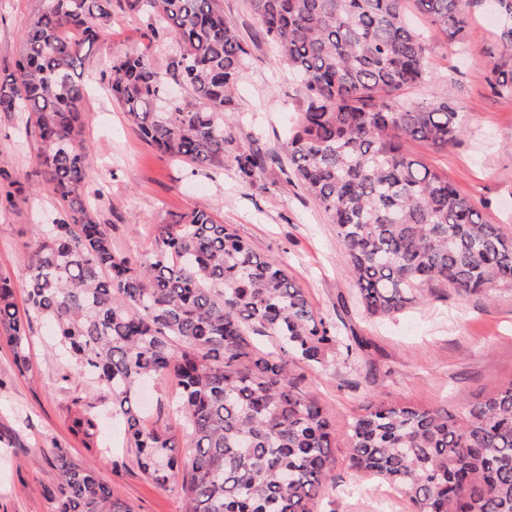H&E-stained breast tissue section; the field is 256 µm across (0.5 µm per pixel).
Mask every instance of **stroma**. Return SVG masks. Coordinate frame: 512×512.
<instances>
[{"instance_id": "35a3bbf8", "label": "stroma", "mask_w": 512, "mask_h": 512, "mask_svg": "<svg viewBox=\"0 0 512 512\" xmlns=\"http://www.w3.org/2000/svg\"><path fill=\"white\" fill-rule=\"evenodd\" d=\"M112 23L90 48L82 72L89 80L82 111V137L91 160L94 206L113 247L137 260L154 245L158 224L194 209H207L253 249L281 264L305 289L314 311L366 340L351 359L328 357L321 366L297 363L298 388L326 407L336 429L327 488L314 512H411L393 486L350 469L347 436L352 420L370 398L440 407L461 414L498 384L512 380V282L480 295H461L430 284L423 300L390 316L364 311L343 247L326 214L301 188L286 184L288 138L303 101L298 75L271 50L249 0H223L225 20L248 54L239 70L235 111L228 129L234 145L264 155L251 182L242 181L232 156L223 163L196 164L159 153L143 140L113 102L101 75L113 53L145 54L166 71L172 45L155 38L145 19L114 0ZM34 0H0V81L9 80ZM472 23L463 42L446 38L415 11L411 24L425 44L430 80L402 91L397 106L453 102L464 132L437 151L411 141L407 151L473 199L485 223L512 237V96L490 88L493 63L512 65L494 19L472 0ZM0 169L40 190L15 208L0 211V274L9 277L17 303H24L28 275L22 258L38 225L52 223L60 201L42 187L34 139L0 122ZM52 326L31 323L30 366L19 371L11 347L0 341V512H53L48 494L58 475L45 451L60 447L78 463L95 467L134 512H184L180 482L161 488L141 472L128 448L112 398L79 376L52 349ZM94 399L101 436L110 452L83 447L70 430L73 398ZM175 380L152 383L142 405L147 422H168L182 458L192 438L174 413Z\"/></svg>"}]
</instances>
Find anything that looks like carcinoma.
<instances>
[{
  "label": "carcinoma",
  "mask_w": 512,
  "mask_h": 512,
  "mask_svg": "<svg viewBox=\"0 0 512 512\" xmlns=\"http://www.w3.org/2000/svg\"><path fill=\"white\" fill-rule=\"evenodd\" d=\"M404 0H249L266 40L303 78L304 98L288 143L289 180L336 225L359 301L371 315L400 311L424 285L484 293L512 282V238L485 224L474 203L412 158L407 140L445 148L463 130L448 102L398 109L394 93L430 80L423 41ZM512 47V0H480ZM150 29L171 37L168 63L183 95L154 107L167 82L145 54L104 63L112 99L142 138L172 157L222 163L234 154L251 181L264 158L236 150L226 132L247 50L224 20L221 0H124ZM448 42L464 38V0H413ZM113 0H39L8 81L0 119L39 145L41 173L62 202L61 218L38 229L24 258L25 305L0 274V332L20 370L32 319L48 321L78 372L97 380L122 417L142 472L165 487L183 473L185 512H312L323 495L336 433L324 408L291 373L299 359L321 365L366 347L319 316L295 278L205 209L159 225L148 256L119 254L88 203L87 147L80 134L82 52L112 21ZM512 94V68L491 69ZM0 208L24 183L4 177ZM276 339L262 354L247 333ZM173 378L177 412L193 455L183 466L171 427L148 426L133 399L150 379ZM83 447L98 448L94 406L68 408ZM349 466L395 487L413 512H512V381L465 407L372 399L352 422ZM59 473L54 512H132L90 465L50 450Z\"/></svg>",
  "instance_id": "cac0c4a2"
}]
</instances>
